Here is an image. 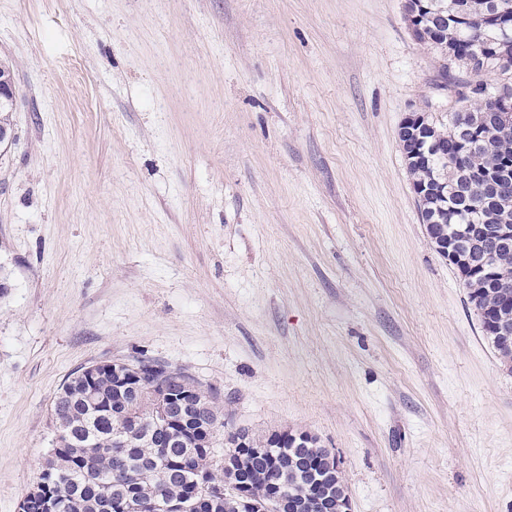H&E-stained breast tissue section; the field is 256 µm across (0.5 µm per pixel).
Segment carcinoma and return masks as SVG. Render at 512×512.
I'll return each instance as SVG.
<instances>
[{"label": "carcinoma", "instance_id": "carcinoma-1", "mask_svg": "<svg viewBox=\"0 0 512 512\" xmlns=\"http://www.w3.org/2000/svg\"><path fill=\"white\" fill-rule=\"evenodd\" d=\"M507 34L512 36V29L502 32L499 17L494 15L480 21H463L438 12L427 20L415 40L424 41L439 52L442 76L446 77L448 51L454 50L461 57L478 50L491 52ZM464 117L462 112H453L448 125L434 124L438 135L445 138L450 155L455 152L451 131L454 123ZM495 143L493 152L477 149L471 155L467 176L463 178L466 194H456L448 200V215L433 227V233L439 237L462 244L484 218L504 214L507 221H512V210L503 208L486 193L487 183L500 173L507 171L512 175V137L498 138ZM406 162L415 185L448 170V163L440 156L431 157L426 164H419L411 157ZM457 270L467 288L468 302L479 313L483 334L491 341L500 363L512 371V343L496 335L497 310L505 309L512 316V288L506 294L498 288H477L470 269L459 266ZM132 384L141 389L142 400H137L131 390L121 396L113 393L112 379L106 376L97 383L98 404L89 405L75 397L54 404L57 419L64 422L65 436L51 449L39 474L36 501L49 498L58 512H125L127 499L139 492L148 503L142 512H157L154 504L166 505L172 501L185 504L187 512H228L224 504L210 503L197 485L200 468L206 471L209 482L217 486H224L225 478L229 477L224 465L214 460L211 440H205L200 447L188 448L174 440L166 429L145 428L127 447L112 449V424L152 419L150 383L134 380ZM253 439L264 444L269 459L283 462L282 469L274 473L267 472V462L255 463L256 490H262L272 480L288 500L304 504L301 512H323V506L307 487L306 477L293 466V459L310 455L319 467L333 472L342 483L336 454L322 447L315 435L311 436L310 448L289 447L286 431L255 435Z\"/></svg>", "mask_w": 512, "mask_h": 512}]
</instances>
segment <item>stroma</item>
<instances>
[{"instance_id": "1", "label": "stroma", "mask_w": 512, "mask_h": 512, "mask_svg": "<svg viewBox=\"0 0 512 512\" xmlns=\"http://www.w3.org/2000/svg\"><path fill=\"white\" fill-rule=\"evenodd\" d=\"M404 3L0 0V512L67 378L136 358L316 435L352 512H512V371L399 146L456 102Z\"/></svg>"}]
</instances>
